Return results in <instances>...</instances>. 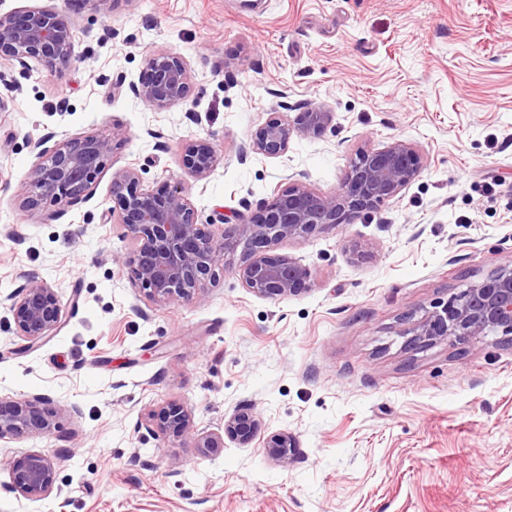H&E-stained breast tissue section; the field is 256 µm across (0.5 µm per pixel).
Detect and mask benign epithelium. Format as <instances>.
<instances>
[{
    "label": "benign epithelium",
    "mask_w": 512,
    "mask_h": 512,
    "mask_svg": "<svg viewBox=\"0 0 512 512\" xmlns=\"http://www.w3.org/2000/svg\"><path fill=\"white\" fill-rule=\"evenodd\" d=\"M74 25L62 11L46 6L0 14V63L20 67L28 60L66 74L75 63ZM134 94L151 109L162 112L194 100L195 85L189 62L180 54L158 51L144 61ZM332 121V113L314 106L288 120L274 112L251 136L255 153L278 156L288 151L297 135L319 134ZM111 134L88 133L64 137L47 146L35 142L36 162L28 183L30 191L23 207L35 210L49 202L70 206L89 197L105 159L112 149ZM221 161L213 143L206 138L189 142L183 165L196 180L208 178ZM420 157L411 144L396 140L381 149H361L348 163L339 189L320 193L295 183L274 194L242 224L215 235L198 223L197 213L185 189L164 181L151 190L139 188L137 169L127 167L112 173L114 206L104 214L107 223L117 220L136 242L132 255L120 260L146 299L171 303L190 299L205 289L212 267L224 254L238 256L237 272L245 288L266 298L296 295L306 288L309 274L295 259L272 253L273 245L285 238H304L329 227L348 223L351 215L372 213L396 196L420 174ZM13 317L14 331L34 344L52 335L62 322L59 293L42 280L32 279L5 297ZM412 345L448 341L465 345L489 334L512 335V267L499 268L486 279L448 298L425 312L408 329ZM35 395L19 400L0 399V441L45 435L52 420ZM155 433L176 441H191L203 454L224 447L228 437L241 445L256 438L260 421L249 408L236 411L224 422V434H198L191 413L169 403L149 414ZM265 453L280 463L296 453L294 435L280 431L263 441ZM9 492L39 501L53 492L56 468L52 457L33 451L7 461Z\"/></svg>",
    "instance_id": "benign-epithelium-1"
}]
</instances>
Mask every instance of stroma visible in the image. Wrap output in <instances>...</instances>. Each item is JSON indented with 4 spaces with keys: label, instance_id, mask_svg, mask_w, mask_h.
<instances>
[{
    "label": "stroma",
    "instance_id": "1",
    "mask_svg": "<svg viewBox=\"0 0 512 512\" xmlns=\"http://www.w3.org/2000/svg\"><path fill=\"white\" fill-rule=\"evenodd\" d=\"M0 0L69 12L77 66L45 80L0 66V295L39 278L62 327L18 353L0 304V398L41 394L49 434L0 442V512H512V345L485 336L409 350V316L512 265V0ZM182 54L196 97L156 112L137 99L147 53ZM332 112L287 153H239L277 111ZM113 133L89 199L19 203L32 141ZM222 156L195 180L184 146ZM412 143L419 176L370 214L274 251L310 272L306 292L265 298L224 255L201 297L148 301L115 254L134 241L102 220L112 174L182 181L202 224L241 223L293 181L339 189L357 150ZM356 241L374 255L352 256ZM176 402L201 432L250 408L292 433L286 464L261 441L203 456L147 430ZM79 413H72V406ZM49 453L60 496L7 491L5 462Z\"/></svg>",
    "mask_w": 512,
    "mask_h": 512
}]
</instances>
